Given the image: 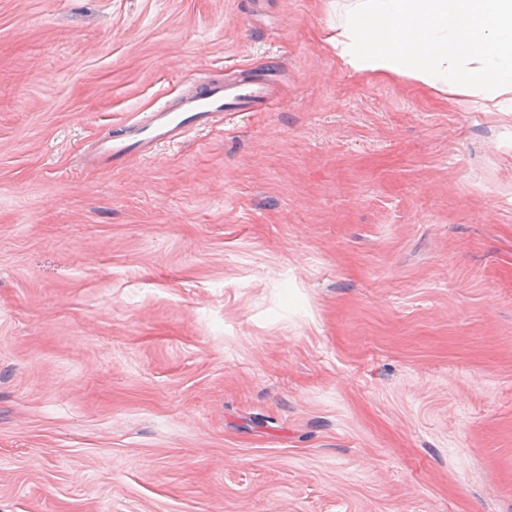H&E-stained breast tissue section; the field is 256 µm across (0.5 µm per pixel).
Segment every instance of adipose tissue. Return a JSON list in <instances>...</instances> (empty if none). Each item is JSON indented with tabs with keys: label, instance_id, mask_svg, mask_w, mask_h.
Masks as SVG:
<instances>
[{
	"label": "adipose tissue",
	"instance_id": "obj_1",
	"mask_svg": "<svg viewBox=\"0 0 512 512\" xmlns=\"http://www.w3.org/2000/svg\"><path fill=\"white\" fill-rule=\"evenodd\" d=\"M353 70L402 75L512 112V0H331Z\"/></svg>",
	"mask_w": 512,
	"mask_h": 512
}]
</instances>
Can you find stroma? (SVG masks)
I'll list each match as a JSON object with an SVG mask.
<instances>
[{"label":"stroma","instance_id":"1","mask_svg":"<svg viewBox=\"0 0 512 512\" xmlns=\"http://www.w3.org/2000/svg\"><path fill=\"white\" fill-rule=\"evenodd\" d=\"M328 0H0V512H512V112ZM274 100L120 167L188 89Z\"/></svg>","mask_w":512,"mask_h":512}]
</instances>
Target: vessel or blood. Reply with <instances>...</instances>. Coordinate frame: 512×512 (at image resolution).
<instances>
[{"instance_id":"1","label":"vessel or blood","mask_w":512,"mask_h":512,"mask_svg":"<svg viewBox=\"0 0 512 512\" xmlns=\"http://www.w3.org/2000/svg\"><path fill=\"white\" fill-rule=\"evenodd\" d=\"M267 101V89L257 81L212 85L158 107L145 122L131 124L124 135L101 137L95 158L118 166L158 143L175 141L185 130L207 128L225 113L246 112Z\"/></svg>"}]
</instances>
